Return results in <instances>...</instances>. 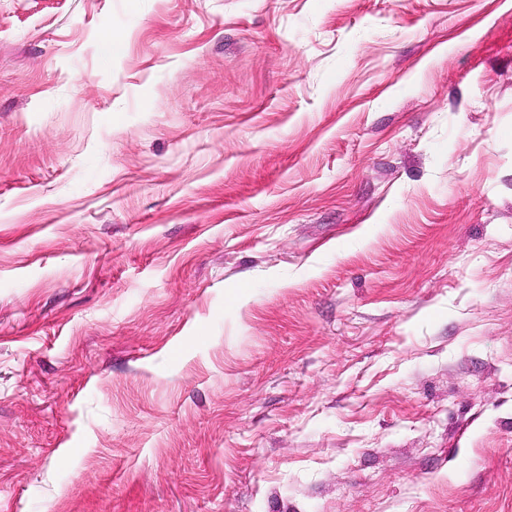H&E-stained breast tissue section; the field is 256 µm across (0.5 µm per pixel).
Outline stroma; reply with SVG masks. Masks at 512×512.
I'll return each mask as SVG.
<instances>
[{
	"label": "stroma",
	"instance_id": "1",
	"mask_svg": "<svg viewBox=\"0 0 512 512\" xmlns=\"http://www.w3.org/2000/svg\"><path fill=\"white\" fill-rule=\"evenodd\" d=\"M0 512H512V0H0Z\"/></svg>",
	"mask_w": 512,
	"mask_h": 512
}]
</instances>
